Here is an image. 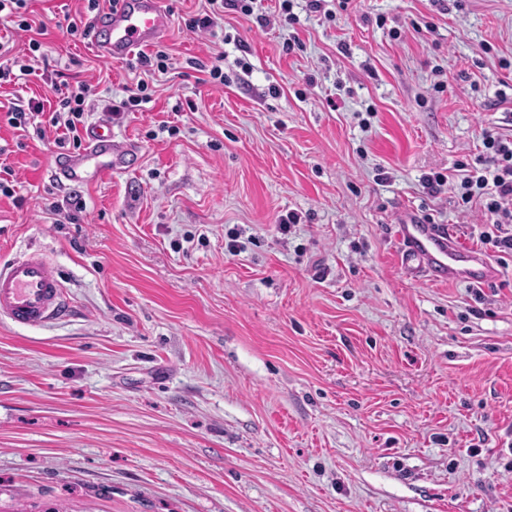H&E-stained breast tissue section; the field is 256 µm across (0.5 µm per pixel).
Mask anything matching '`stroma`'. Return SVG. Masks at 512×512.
I'll return each instance as SVG.
<instances>
[{"label":"stroma","mask_w":512,"mask_h":512,"mask_svg":"<svg viewBox=\"0 0 512 512\" xmlns=\"http://www.w3.org/2000/svg\"><path fill=\"white\" fill-rule=\"evenodd\" d=\"M453 2L254 0L193 33L206 0H166L145 78L61 28L86 0H27L47 34L0 107L86 80V123L141 151L64 189L58 131L0 118V260L41 249L72 304L0 321V512H512V263L478 292L400 261L409 214L479 247V207L422 180L512 137V0Z\"/></svg>","instance_id":"35a3bbf8"}]
</instances>
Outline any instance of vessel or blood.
Returning a JSON list of instances; mask_svg holds the SVG:
<instances>
[{
	"instance_id": "vessel-or-blood-1",
	"label": "vessel or blood",
	"mask_w": 512,
	"mask_h": 512,
	"mask_svg": "<svg viewBox=\"0 0 512 512\" xmlns=\"http://www.w3.org/2000/svg\"><path fill=\"white\" fill-rule=\"evenodd\" d=\"M171 17L163 0H117L103 13L92 41L101 57L122 61L164 38ZM128 153L112 139L109 123L98 121L87 130L79 152L54 158L56 182L90 185L126 166ZM402 260L411 272H423L439 282L483 286L498 276V267L482 251L454 244L445 226L406 220L399 226ZM68 312L57 269L39 251L0 264V319L23 326H40L63 319Z\"/></svg>"
}]
</instances>
